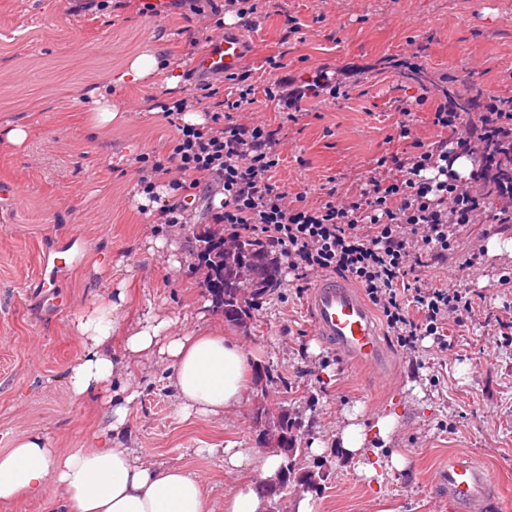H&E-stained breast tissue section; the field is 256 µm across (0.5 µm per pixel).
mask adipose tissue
<instances>
[{
	"instance_id": "1",
	"label": "adipose tissue",
	"mask_w": 512,
	"mask_h": 512,
	"mask_svg": "<svg viewBox=\"0 0 512 512\" xmlns=\"http://www.w3.org/2000/svg\"><path fill=\"white\" fill-rule=\"evenodd\" d=\"M157 82L175 87L174 71L161 68L155 55L144 53L111 76L112 85ZM118 304L97 305L74 324L86 348L69 369L67 385L74 398L106 389L122 372L143 361L166 363L183 418L220 417L242 405L248 396L251 355L238 340L222 333H166V320L157 319L130 329L124 357L112 354V335L118 326ZM137 398L129 393L114 411V421L102 430L101 448L63 452L48 447L38 433L15 437L12 448L0 452V504L19 498H38L47 490L60 493L66 512H213L198 475L181 466H154L136 449L113 440L123 425L127 406Z\"/></svg>"
}]
</instances>
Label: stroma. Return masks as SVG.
<instances>
[{"instance_id": "35a3bbf8", "label": "stroma", "mask_w": 512, "mask_h": 512, "mask_svg": "<svg viewBox=\"0 0 512 512\" xmlns=\"http://www.w3.org/2000/svg\"><path fill=\"white\" fill-rule=\"evenodd\" d=\"M147 2L0 0V182L18 189L0 200V451L31 431L63 452L94 445L108 422V397L77 401L69 393L67 372L85 352L73 324L117 301L121 330L156 317L170 320L174 336L218 330L237 338L262 373L236 410L187 420L164 365L144 362L131 380L138 397L126 422L129 447L151 464L193 470L215 512H223L225 494L254 479L250 467L225 464L223 447L272 451L256 411L274 415L283 406L319 479L272 498L268 512H291L305 494L316 512H448L435 474L457 452L473 454L495 477L499 501L486 512H512V288L500 285L512 279V224L462 226L444 259L423 268L442 286L476 289L485 300L466 326L448 323L447 353L436 354L429 337L415 353H400L397 377L375 375L313 336L305 291L288 274L247 324L226 321L200 274L193 225L156 223L155 205L137 199L140 167L171 156L184 122L161 107L192 88L190 42L216 18L155 20ZM249 2L250 22L227 27L245 43L241 65L211 81L223 96L242 77L254 86L256 103L235 119L280 127L275 178L308 204L332 188L355 193L372 175L386 180L374 170L377 159L446 139L433 123L443 95L512 99V0ZM148 48L179 63L178 85L110 87L119 117L94 128L83 90L104 85ZM322 69L348 70L345 91L320 92L303 102L297 121H284L265 88ZM17 125L29 129L20 146L3 137ZM75 234L83 262L59 273L57 305L45 306L35 288L41 256L67 258ZM475 256L479 264L470 265ZM121 330L112 336L118 356ZM386 415L396 428L388 440L368 441L378 470L368 479L336 438L350 420L369 427ZM395 452L405 468L391 467Z\"/></svg>"}]
</instances>
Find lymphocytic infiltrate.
Returning a JSON list of instances; mask_svg holds the SVG:
<instances>
[{"label":"lymphocytic infiltrate","instance_id":"1","mask_svg":"<svg viewBox=\"0 0 512 512\" xmlns=\"http://www.w3.org/2000/svg\"><path fill=\"white\" fill-rule=\"evenodd\" d=\"M250 89L225 99L209 125L182 130L173 148L180 177L157 210L162 224L180 223L198 194H221L205 219L227 238L264 239L295 280L337 274L364 288L402 348L432 338L439 352L451 344L448 321L475 313L477 290L450 289L418 277L423 255L447 252L456 228L512 223V99L476 95L467 104L446 96L433 122L447 140L405 158H393L390 184L369 179L357 194L330 190L310 207L277 184L278 132L236 124L235 110L252 104ZM475 155L472 177L452 174L454 156Z\"/></svg>","mask_w":512,"mask_h":512}]
</instances>
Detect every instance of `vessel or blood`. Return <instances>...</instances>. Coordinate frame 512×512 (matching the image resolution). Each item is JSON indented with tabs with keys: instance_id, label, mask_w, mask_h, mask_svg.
I'll list each match as a JSON object with an SVG mask.
<instances>
[{
	"instance_id": "obj_1",
	"label": "vessel or blood",
	"mask_w": 512,
	"mask_h": 512,
	"mask_svg": "<svg viewBox=\"0 0 512 512\" xmlns=\"http://www.w3.org/2000/svg\"><path fill=\"white\" fill-rule=\"evenodd\" d=\"M240 38L216 40L195 62L207 74L235 73L241 62ZM305 309L314 334L333 346L347 360L378 374H395L397 358L380 321L360 288L348 281L325 277L310 287ZM436 483L448 501L450 512H483L495 500L488 469L475 457L458 454L438 473Z\"/></svg>"
}]
</instances>
